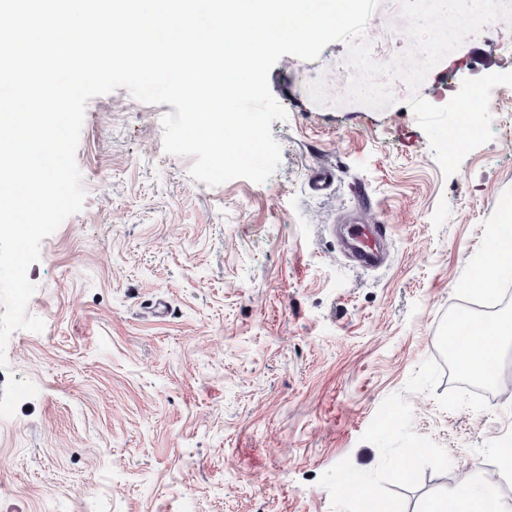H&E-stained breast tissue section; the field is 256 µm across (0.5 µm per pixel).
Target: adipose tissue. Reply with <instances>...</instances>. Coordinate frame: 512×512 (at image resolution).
<instances>
[{"label": "adipose tissue", "mask_w": 512, "mask_h": 512, "mask_svg": "<svg viewBox=\"0 0 512 512\" xmlns=\"http://www.w3.org/2000/svg\"><path fill=\"white\" fill-rule=\"evenodd\" d=\"M485 274L476 277L474 290L491 292L499 276L512 270V233L502 228L492 231V247ZM512 335V320L494 322L473 321L468 331L454 342L458 361L471 371L489 376L499 356V348L505 337ZM473 470L461 473L456 485L448 494L429 507L428 512H486L485 492L491 491L496 480L494 475H484L481 485H474Z\"/></svg>", "instance_id": "ef3b65f1"}]
</instances>
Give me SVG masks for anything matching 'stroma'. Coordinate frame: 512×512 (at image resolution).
I'll list each match as a JSON object with an SVG mask.
<instances>
[{
    "instance_id": "obj_1",
    "label": "stroma",
    "mask_w": 512,
    "mask_h": 512,
    "mask_svg": "<svg viewBox=\"0 0 512 512\" xmlns=\"http://www.w3.org/2000/svg\"><path fill=\"white\" fill-rule=\"evenodd\" d=\"M401 0L363 38L410 46ZM347 45L285 55L269 87L282 160L264 183L211 187L165 152L162 117L126 88L90 99L76 152L82 209L40 247L27 311L0 368V512H426L460 473H499L512 443V339L498 379L463 384L448 318L512 202V26L469 36L417 88L376 110L345 101ZM325 79L319 105L307 87ZM485 108L466 150L441 132ZM336 172L322 194L314 164ZM388 217L390 263L341 243L354 186Z\"/></svg>"
}]
</instances>
